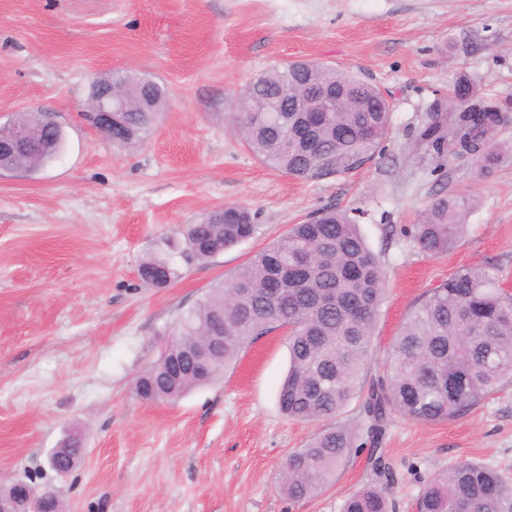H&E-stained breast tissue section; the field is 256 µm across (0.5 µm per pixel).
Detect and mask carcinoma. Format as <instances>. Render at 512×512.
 I'll return each instance as SVG.
<instances>
[{
    "label": "carcinoma",
    "mask_w": 512,
    "mask_h": 512,
    "mask_svg": "<svg viewBox=\"0 0 512 512\" xmlns=\"http://www.w3.org/2000/svg\"><path fill=\"white\" fill-rule=\"evenodd\" d=\"M145 77L113 71L116 95L131 97ZM464 104L474 112H434L418 132L441 164L469 160L478 173H491L503 157L494 132L498 106L476 96L473 85L458 83ZM336 90V111L316 129L319 151L303 148L302 113L267 112L282 92ZM166 104L157 87L149 112L116 114L114 142L135 146L153 129ZM235 117L237 130L257 158L299 180L347 175L382 154L391 130L386 99L365 78L350 71L298 60L275 66L250 81ZM49 115L20 113L0 135L26 130L54 141L50 152L33 149L17 160L15 173L32 174L55 159L64 135L48 128ZM473 207L468 195L436 199L414 225L412 237L428 256L445 255L465 229ZM251 212L241 205L208 211L196 224L177 231L175 255L184 263L202 261L252 238ZM142 279L158 288L179 277L169 256H150ZM379 257L359 225L345 212L324 210L289 227L240 269L211 288L204 300L169 327L159 357L136 378L137 395L149 402L177 400L210 383L254 337L288 326L289 369L278 393L281 411L301 422L336 420L284 463L278 489L291 501L313 495L357 451L379 444L394 414L423 423L458 418L504 384L512 382V300L497 276L483 268H462L430 289L401 325L382 374L362 380L373 350L379 309L385 295ZM206 352L208 368L193 367ZM358 400L354 422L338 421ZM385 487L366 483L349 495L341 512H392ZM416 512H512V486L490 466L464 461L428 476L415 499Z\"/></svg>",
    "instance_id": "1"
}]
</instances>
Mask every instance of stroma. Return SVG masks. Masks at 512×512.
<instances>
[{
  "label": "stroma",
  "instance_id": "35a3bbf8",
  "mask_svg": "<svg viewBox=\"0 0 512 512\" xmlns=\"http://www.w3.org/2000/svg\"><path fill=\"white\" fill-rule=\"evenodd\" d=\"M295 60L362 74L387 95L380 157L303 181L247 148L233 120L240 90ZM111 70L167 91L133 149L81 114L93 79ZM464 77L502 114L495 140L507 155L487 177L467 160L438 165L415 142ZM21 112L51 113L65 144L32 176L0 175V485L52 486L68 512H340L374 480L362 452L309 499L278 491L288 454L323 427L279 409L284 330L178 400L134 390L177 317L309 215L346 211L383 263L369 376L385 370L426 291L457 270L512 283V0H0V125ZM457 194L474 200L467 231L448 254L426 256L410 230L435 198ZM227 204L254 214L251 239L180 264L169 287L140 278L146 254ZM72 432L84 456L61 478L48 456ZM383 448L396 512H415L422 479L464 460L512 484V384L445 423L394 415Z\"/></svg>",
  "mask_w": 512,
  "mask_h": 512
}]
</instances>
